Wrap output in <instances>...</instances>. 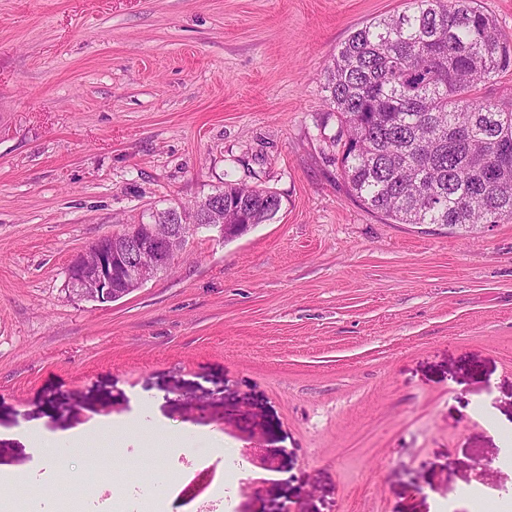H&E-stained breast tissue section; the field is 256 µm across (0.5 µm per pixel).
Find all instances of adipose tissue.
Wrapping results in <instances>:
<instances>
[{"instance_id": "adipose-tissue-1", "label": "adipose tissue", "mask_w": 512, "mask_h": 512, "mask_svg": "<svg viewBox=\"0 0 512 512\" xmlns=\"http://www.w3.org/2000/svg\"><path fill=\"white\" fill-rule=\"evenodd\" d=\"M158 398L144 395L136 402L135 414L125 420L98 423L92 430L56 432L46 428H34L14 433L13 438L25 447L34 449L36 455L53 465L59 482L76 484L80 475L71 466L73 456H81L93 462L98 442L116 445L139 444L154 439L163 454H191L204 456L221 452L222 445L214 435H195L170 430L168 424L157 415Z\"/></svg>"}]
</instances>
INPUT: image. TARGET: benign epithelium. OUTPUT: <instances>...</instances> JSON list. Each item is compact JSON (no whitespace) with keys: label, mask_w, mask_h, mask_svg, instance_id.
Wrapping results in <instances>:
<instances>
[{"label":"benign epithelium","mask_w":512,"mask_h":512,"mask_svg":"<svg viewBox=\"0 0 512 512\" xmlns=\"http://www.w3.org/2000/svg\"><path fill=\"white\" fill-rule=\"evenodd\" d=\"M224 203L199 204V221L175 220L159 233L154 219L128 224L119 235H105L78 254L67 269L72 293L83 300L114 302L143 287L169 268L188 241L202 230L226 234Z\"/></svg>","instance_id":"7a95c632"}]
</instances>
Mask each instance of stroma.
<instances>
[{
    "label": "stroma",
    "instance_id": "1",
    "mask_svg": "<svg viewBox=\"0 0 512 512\" xmlns=\"http://www.w3.org/2000/svg\"><path fill=\"white\" fill-rule=\"evenodd\" d=\"M407 0H0V466L12 502L61 492L9 437L87 429L161 396L218 455L101 445L148 503L197 512H512V220L478 237L352 197L324 68ZM233 180L275 217L202 231L115 302L76 298L98 237ZM251 484L242 497V484Z\"/></svg>",
    "mask_w": 512,
    "mask_h": 512
}]
</instances>
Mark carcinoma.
Instances as JSON below:
<instances>
[{
  "instance_id": "carcinoma-1",
  "label": "carcinoma",
  "mask_w": 512,
  "mask_h": 512,
  "mask_svg": "<svg viewBox=\"0 0 512 512\" xmlns=\"http://www.w3.org/2000/svg\"><path fill=\"white\" fill-rule=\"evenodd\" d=\"M512 68V37L477 0H408L340 45L325 71L351 195L398 224L512 219V99L474 96ZM224 223L274 218L276 193L224 182Z\"/></svg>"
}]
</instances>
